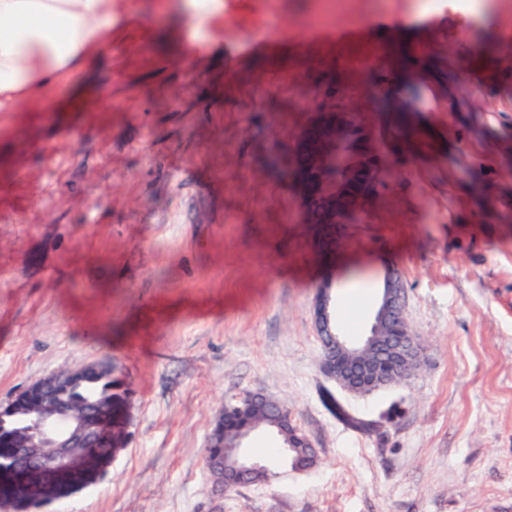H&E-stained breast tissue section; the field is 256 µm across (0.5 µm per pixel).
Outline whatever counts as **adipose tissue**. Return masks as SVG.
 <instances>
[{"instance_id": "adipose-tissue-1", "label": "adipose tissue", "mask_w": 512, "mask_h": 512, "mask_svg": "<svg viewBox=\"0 0 512 512\" xmlns=\"http://www.w3.org/2000/svg\"><path fill=\"white\" fill-rule=\"evenodd\" d=\"M122 0H0V112L100 54Z\"/></svg>"}]
</instances>
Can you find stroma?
<instances>
[{
	"label": "stroma",
	"mask_w": 512,
	"mask_h": 512,
	"mask_svg": "<svg viewBox=\"0 0 512 512\" xmlns=\"http://www.w3.org/2000/svg\"><path fill=\"white\" fill-rule=\"evenodd\" d=\"M324 2L211 19L130 0L102 55L0 112V404L108 362L126 433L95 484L42 512H512V0H345L328 27H404L311 47ZM444 10L446 34L429 25ZM390 94L399 111H379ZM322 108L364 110L389 171L326 251L269 164ZM390 269L424 362L354 396L321 368L315 298L332 283L360 339ZM246 392L285 404L317 461L219 501L207 439Z\"/></svg>",
	"instance_id": "35a3bbf8"
}]
</instances>
